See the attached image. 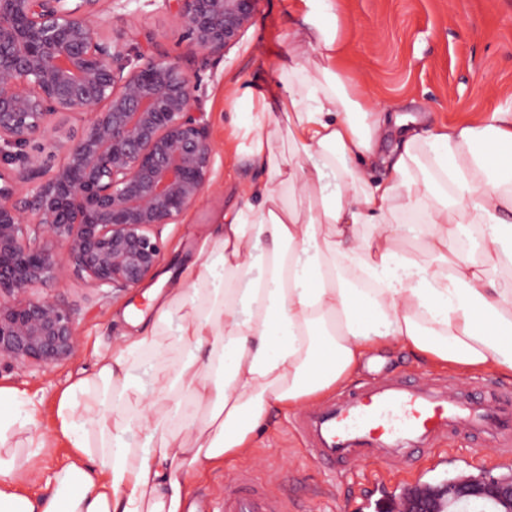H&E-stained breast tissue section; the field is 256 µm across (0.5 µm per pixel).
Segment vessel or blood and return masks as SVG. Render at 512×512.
<instances>
[{
  "instance_id": "vessel-or-blood-1",
  "label": "vessel or blood",
  "mask_w": 512,
  "mask_h": 512,
  "mask_svg": "<svg viewBox=\"0 0 512 512\" xmlns=\"http://www.w3.org/2000/svg\"><path fill=\"white\" fill-rule=\"evenodd\" d=\"M306 451L335 477L357 469L364 486L398 485L389 512H407L425 496L430 481L412 477L414 461L433 456L463 438L489 442L495 455L512 457V388L489 380L424 385L408 376L384 377L352 386L296 421ZM217 512H293L287 481L237 474L225 483Z\"/></svg>"
}]
</instances>
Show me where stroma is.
<instances>
[{
	"instance_id": "obj_1",
	"label": "stroma",
	"mask_w": 512,
	"mask_h": 512,
	"mask_svg": "<svg viewBox=\"0 0 512 512\" xmlns=\"http://www.w3.org/2000/svg\"><path fill=\"white\" fill-rule=\"evenodd\" d=\"M339 36L346 71L358 81V94L409 126L453 125L512 110V0H336ZM304 11L299 0H258L251 23L238 45L224 54H204L183 36L174 9L165 0H102L97 21L104 37L121 36L144 58L175 59L194 81L197 107L209 127L213 147L209 187L180 223L161 230L163 257L159 272H175L193 261L213 225L238 201L240 185L261 178V170L236 155L230 138L234 125L246 123V107L225 101L235 80L271 92L282 66L292 56L287 34L299 27ZM157 279L131 293L96 290L73 271L42 288L43 296L64 301L75 311L79 345L75 354L45 370L0 368V386L16 388L37 413L32 430L51 449L35 462L49 472L69 463L72 450L58 435L55 406L60 393L89 372L97 353L111 350L122 336L138 331L130 308L146 309V292ZM449 366L430 365L398 351L383 352L353 378L411 375L423 379L456 376ZM296 414L283 411L270 419L250 454L225 461L189 486L190 499L213 512L228 474L246 471L256 479L276 471L286 477L298 512H385L384 502L366 501L356 475L332 486L330 473L308 456L293 429ZM444 466L429 472L433 482L459 472H489V450L455 440L442 448Z\"/></svg>"
}]
</instances>
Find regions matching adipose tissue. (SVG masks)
Listing matches in <instances>:
<instances>
[{
    "mask_svg": "<svg viewBox=\"0 0 512 512\" xmlns=\"http://www.w3.org/2000/svg\"><path fill=\"white\" fill-rule=\"evenodd\" d=\"M302 5L280 90L229 94L251 110L236 152L264 178L240 187L195 260L163 274L150 324L61 393L73 457L43 496L14 491L48 447L22 394L0 387V512H184L190 481L248 453L272 410L309 405L378 351L512 376V113L379 153L389 118L347 91L336 0ZM400 213L419 219L415 247Z\"/></svg>",
    "mask_w": 512,
    "mask_h": 512,
    "instance_id": "adipose-tissue-1",
    "label": "adipose tissue"
}]
</instances>
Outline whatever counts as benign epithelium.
Returning a JSON list of instances; mask_svg holds the SVG:
<instances>
[{"mask_svg":"<svg viewBox=\"0 0 512 512\" xmlns=\"http://www.w3.org/2000/svg\"><path fill=\"white\" fill-rule=\"evenodd\" d=\"M101 0H0V365L44 370L77 346L74 309L33 290L65 270L90 288L132 292L155 273L159 228L177 224L208 186L209 129L180 64L132 49L92 21ZM199 50H230L256 0H165ZM87 112L63 160L41 176L38 136ZM512 512V479L447 482L412 503Z\"/></svg>","mask_w":512,"mask_h":512,"instance_id":"obj_1","label":"benign epithelium"}]
</instances>
